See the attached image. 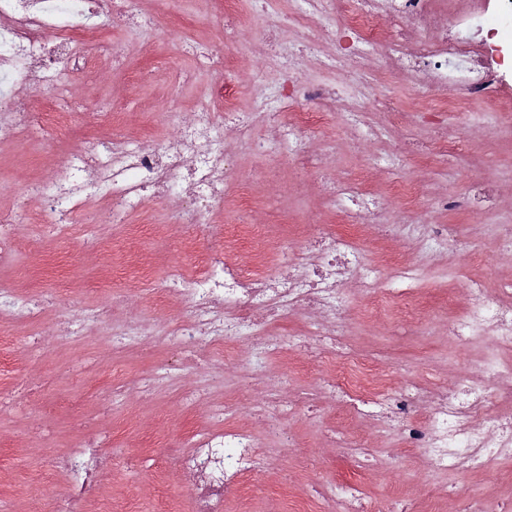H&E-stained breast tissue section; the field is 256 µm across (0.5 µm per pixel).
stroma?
Returning <instances> with one entry per match:
<instances>
[{"label":"stroma","instance_id":"stroma-1","mask_svg":"<svg viewBox=\"0 0 512 512\" xmlns=\"http://www.w3.org/2000/svg\"><path fill=\"white\" fill-rule=\"evenodd\" d=\"M235 9L242 28L228 70L239 113L251 112L262 86L277 89L296 76L330 85L363 81L366 71L354 56L341 57L340 65L330 69L307 59L312 41L320 55H336L334 14L323 15L304 30L288 24L290 0H236ZM109 27L113 41L123 49V66L116 70L103 55H88L86 78L71 83L65 95L76 118L61 135L59 147L47 151L29 140L0 147V208L20 209L15 261L0 267V284L40 303V323L34 328L10 315L0 316V337L7 340L0 348V401L12 409L11 415L0 418V466L8 470L7 481L0 482V512H34L43 494L69 480L58 463L63 451L84 442L100 444L104 462L90 512H97L103 497L134 498L141 512H151L158 467L178 499V512H189L182 492L204 478L203 472L179 462L203 424V408L194 397L207 384L228 402L240 391V370L233 357L217 353L202 364L163 340L165 323L181 313L179 300L162 294L170 270L194 262L177 248L187 233L179 221L181 196H167L133 218L145 227L139 241L148 267L144 276L111 274L112 264L124 258L127 240L124 227L113 225L105 206L71 213L63 220L66 232L56 234L40 216L39 201L18 203L28 185L48 184L54 172L65 169L71 153L92 137L104 134L150 146L168 137L175 123L197 120L202 103L210 100L215 74L209 47L225 37L220 0H135L133 12L113 14ZM272 31L286 53L303 56L304 61L300 71L286 64L266 72L259 83L254 67L268 53L267 35ZM483 51L488 66L499 74L493 100L511 103L512 42L494 37L485 41ZM379 86L405 104L411 95L406 79L390 73ZM298 108L296 101L285 100L276 116L252 125V136L268 145L263 157L242 146L236 124L224 126L225 149L236 154L242 170L254 174L250 220L263 227L253 243L243 244L236 253L239 264H248L253 248L274 254L287 242L309 240L315 225L336 224L327 185L360 177L369 188L381 191L389 179L384 169L370 163L363 148L349 146L346 127L332 112L321 128L308 131L311 150L324 160L320 169L306 172L288 165L279 145L280 125ZM496 126L495 112L482 103L466 112L436 116L406 104L391 130L394 137L410 138L418 147L437 127L452 137H471L473 153L465 160L435 163L416 154L407 162L406 174L423 181L429 196L463 193L471 179L487 170L498 173L500 181L494 209L481 217L426 213L429 222L454 225L465 244L460 266L449 265L448 252L441 248L418 271L426 335H412L409 319L375 305L360 282L349 284L343 295L351 318L349 343L380 368L396 367L407 377L430 371L447 380L465 368L479 373L496 357L491 341L466 351L448 341L449 320L465 298L459 268L474 269L490 288L512 279V262L501 260L496 248L499 225H512V128L500 132ZM105 295L120 298L112 308V322L138 318L139 347L116 352L99 338L64 343L83 306ZM271 333L281 337L283 348L267 354L265 365L273 378L287 376L283 395L290 399L295 390L317 381L320 365L306 352L317 344L320 329L312 315L299 310ZM116 384L126 386L127 394H113ZM75 399L81 402L77 411L67 406ZM291 426L297 447L271 451L265 467L252 476L249 505L231 499L224 512H288V499L281 493L286 486L312 497L313 512H344L342 500L328 491L330 484L350 480L331 444L338 436L363 444L373 454V467L364 475L365 507H373L394 485L410 512H457L463 499L479 500L483 512H498L502 500L512 496L511 467L503 465L481 477L428 473L394 435L349 417L327 397L318 411L298 416Z\"/></svg>","mask_w":512,"mask_h":512}]
</instances>
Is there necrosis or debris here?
<instances>
[{
    "mask_svg": "<svg viewBox=\"0 0 512 512\" xmlns=\"http://www.w3.org/2000/svg\"><path fill=\"white\" fill-rule=\"evenodd\" d=\"M128 0H0V142H17L41 134L44 149H55L57 133L69 130L73 114L62 105V78L79 81L86 76L85 52L97 45H111L107 24L113 12ZM330 11L336 23L353 38L354 54L365 60L385 54L386 68L410 76L418 85H446L448 97L436 100L443 112H465L484 98L496 84L497 75L482 59L480 44L471 39L479 29L498 36L512 35V0H301L297 20L305 21ZM400 19L401 25L386 35L377 26L379 14ZM37 95L43 108L35 119H18L11 109L16 95ZM295 96L313 106L312 111L293 113L285 131V156L305 168L321 167V157L309 149L306 130L319 123L321 113L339 110L353 139L377 146L374 160L393 168L407 153L393 139L388 127L373 126L366 119L363 100L376 111L398 112L396 102L374 97L372 90L327 87L305 81L294 85ZM112 188L110 213L116 224L126 225L128 265L140 264V225L131 216L146 208L152 197L181 191L190 205L183 212L187 224L210 223L216 207L229 192L247 193L234 155L226 153L221 126L214 119L182 126L174 140L157 142L153 148H136L126 141L95 139L73 156L72 164L55 181L53 193L43 197L45 216L69 214L86 201L93 185ZM494 173L473 179L466 194L435 199L443 211L465 215L492 209L497 195ZM341 223L353 228L345 236L321 229L309 243L290 245L277 254L255 250L249 268L230 257L239 242L259 236L256 224H229L210 231L208 244L187 235L182 251L194 257V269L175 272L178 296L190 312L177 320L170 333L180 345L205 357L215 348L235 351L243 367L253 364L251 350H239L242 327L267 326L283 314L304 310L317 314L328 325L331 342L322 361V383L337 402L358 404L374 425L399 434L402 447L412 449L434 472L448 473L476 468L491 469L512 462V412L500 407L505 380H512V281L495 290L470 282L461 310L456 313L450 335L459 343L474 344L487 338L499 357L481 374H457L452 381L431 387L403 378L398 370L376 368L366 358L345 349L347 320L342 294L352 280L372 283L378 269L388 270L398 280L385 294L407 311H416L419 301L410 285L420 263L433 257L436 246L455 249L457 239L445 224H398L394 230L404 248L370 253L357 247V237L378 241L384 227L381 201L348 184L333 192ZM303 278H295V269ZM255 406L268 418L264 435L280 442L289 416L298 410L313 411L318 392L296 394L285 401L281 384H270L264 374ZM211 423L182 462L209 469L204 484L189 493L193 512H224V500L251 498L249 477L264 459L254 436L225 427L227 406L205 404ZM77 477L53 497L52 512H81L85 497L95 491L99 451L87 445L65 461Z\"/></svg>",
    "mask_w": 512,
    "mask_h": 512,
    "instance_id": "necrosis-or-debris-1",
    "label": "necrosis or debris"
}]
</instances>
